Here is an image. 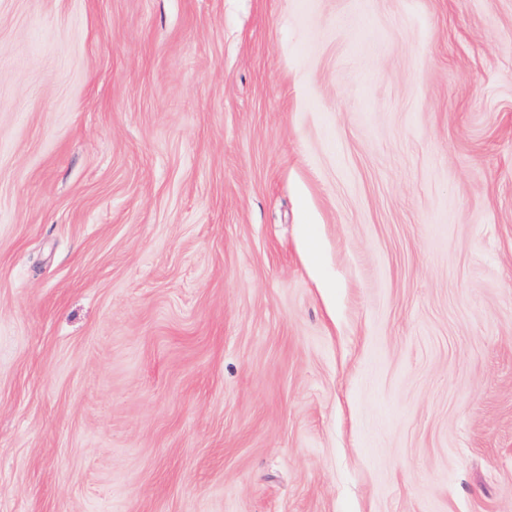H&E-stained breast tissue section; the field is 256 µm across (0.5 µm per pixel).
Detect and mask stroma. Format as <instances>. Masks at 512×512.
Listing matches in <instances>:
<instances>
[{
	"mask_svg": "<svg viewBox=\"0 0 512 512\" xmlns=\"http://www.w3.org/2000/svg\"><path fill=\"white\" fill-rule=\"evenodd\" d=\"M0 512H512V0H0Z\"/></svg>",
	"mask_w": 512,
	"mask_h": 512,
	"instance_id": "stroma-1",
	"label": "stroma"
}]
</instances>
